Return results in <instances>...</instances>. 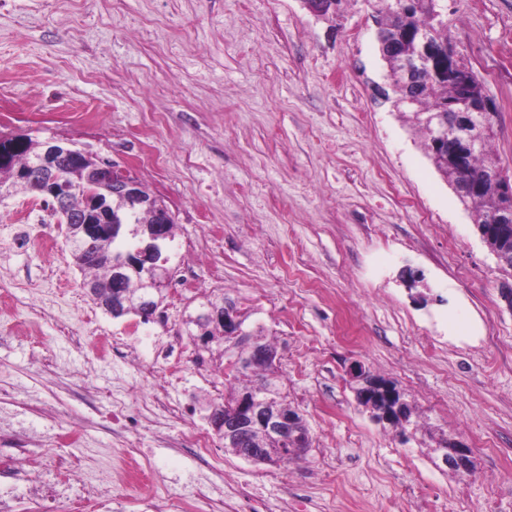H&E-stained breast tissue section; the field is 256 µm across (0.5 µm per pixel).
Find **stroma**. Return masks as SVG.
I'll return each mask as SVG.
<instances>
[{"label": "stroma", "instance_id": "35a3bbf8", "mask_svg": "<svg viewBox=\"0 0 512 512\" xmlns=\"http://www.w3.org/2000/svg\"><path fill=\"white\" fill-rule=\"evenodd\" d=\"M371 0L338 28L301 0H0V133L69 140L134 169L176 216L173 274L224 281L166 288L165 338L214 296L234 301L280 356L281 390L312 444L288 467L171 443L158 392L205 421L227 386L192 366L165 386L133 362L96 359L135 315L95 306L41 198L0 202V429L28 441L29 468L0 473L11 512H71L132 460L148 487L113 484L103 512H152L192 496L212 457L225 496L259 512H512V275L470 209L383 103ZM448 29L500 114L492 150L512 177V0H450ZM25 225L17 239V225ZM194 241L202 259H183ZM392 383L422 425L401 444L355 400L351 362ZM138 412L127 432L113 407ZM81 428L73 444L62 436ZM470 448L471 477L442 465L434 434ZM39 470L41 489L30 487Z\"/></svg>", "mask_w": 512, "mask_h": 512}]
</instances>
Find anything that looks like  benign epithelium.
Listing matches in <instances>:
<instances>
[{
	"instance_id": "benign-epithelium-1",
	"label": "benign epithelium",
	"mask_w": 512,
	"mask_h": 512,
	"mask_svg": "<svg viewBox=\"0 0 512 512\" xmlns=\"http://www.w3.org/2000/svg\"><path fill=\"white\" fill-rule=\"evenodd\" d=\"M434 36L435 32L429 27L421 30L416 34L420 49L399 58L406 90L398 99V104L407 109L417 106L420 85L440 73L438 61L448 56V81L457 85L463 96L455 108L426 114L423 123L433 150L439 152L448 143H453L454 165L465 171L468 161L481 150L487 135L497 126L499 113L488 93H483L478 99L470 95L475 75L462 65L456 45L450 41L440 50L433 45ZM25 141V135L0 137L1 168L12 166V155ZM89 157L87 151L59 141H48L29 167L18 170V173L23 179H30L39 185L41 196L52 200L67 224L74 222V218L64 206L66 196L60 194L59 187L82 195L86 206L80 220L85 224L84 230L92 234L96 233L97 224H109L114 231L118 229L119 217L112 214L107 204L112 197L133 202L149 213L151 223L143 228L140 246L132 254L112 261V266L118 275L127 269L145 273L148 282L142 287L153 289L154 295L141 297L130 290L125 296L108 301L106 308L115 317L135 307L157 313L161 305L155 300V295L161 293L169 281L168 274L157 275L160 266L165 264V261L159 260V244L173 222L174 214L130 168L110 160L97 159L83 182L73 186L66 184L67 171L82 165ZM487 182L495 187L504 203L489 217L488 226L478 224L476 228L500 268L511 272L512 179L495 169L481 180H463L453 189L459 197L470 198L482 192ZM245 321L236 304L223 298L208 302L203 313L185 319V323L194 325L200 335L207 331L208 324L222 329L224 355L228 357V364L241 372H254L263 382L261 391L241 394L228 414L210 415V424L224 442V447L236 449L238 457L253 463L264 462V453L259 448L243 447L252 433L258 431L267 440L278 444L292 442L293 447L282 449V462L286 463L307 452L311 446V436L299 412L279 406V397L274 389V382L278 380L277 352L271 346H260L255 330L248 327ZM350 375L356 382L354 392L360 406L370 408L378 398H384L386 406L376 412V423L388 424L403 410L405 402L391 383L381 381L358 365L350 369ZM441 462L461 476H469L474 471L471 452L463 446L444 445L441 448Z\"/></svg>"
}]
</instances>
